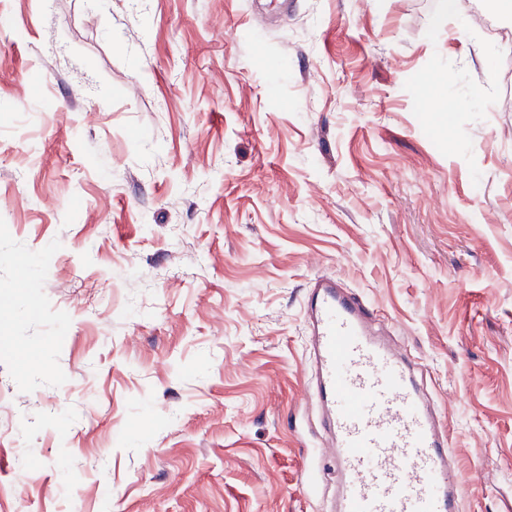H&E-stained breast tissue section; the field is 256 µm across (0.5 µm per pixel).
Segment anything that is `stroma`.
<instances>
[{"label":"stroma","mask_w":512,"mask_h":512,"mask_svg":"<svg viewBox=\"0 0 512 512\" xmlns=\"http://www.w3.org/2000/svg\"><path fill=\"white\" fill-rule=\"evenodd\" d=\"M434 15L0 0V512H331L320 275L512 512V36Z\"/></svg>","instance_id":"stroma-1"}]
</instances>
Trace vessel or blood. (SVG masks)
Returning <instances> with one entry per match:
<instances>
[{
	"instance_id": "vessel-or-blood-1",
	"label": "vessel or blood",
	"mask_w": 512,
	"mask_h": 512,
	"mask_svg": "<svg viewBox=\"0 0 512 512\" xmlns=\"http://www.w3.org/2000/svg\"><path fill=\"white\" fill-rule=\"evenodd\" d=\"M307 312L313 397L338 474L335 512H460L447 433L381 311L319 277Z\"/></svg>"
}]
</instances>
